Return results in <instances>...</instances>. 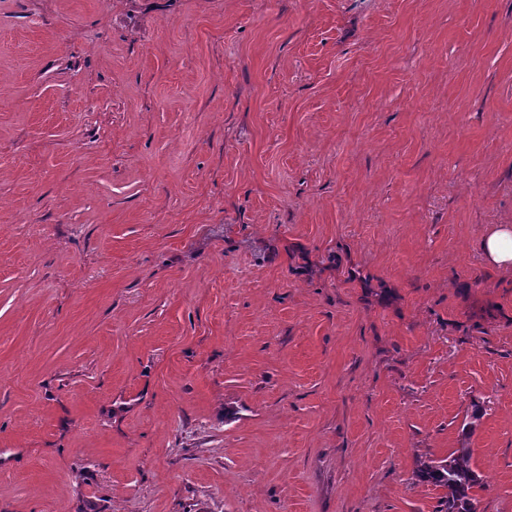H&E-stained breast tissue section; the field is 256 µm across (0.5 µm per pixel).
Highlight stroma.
Listing matches in <instances>:
<instances>
[{
  "label": "stroma",
  "instance_id": "1",
  "mask_svg": "<svg viewBox=\"0 0 512 512\" xmlns=\"http://www.w3.org/2000/svg\"><path fill=\"white\" fill-rule=\"evenodd\" d=\"M502 224L512 0H0V512H512ZM487 262L498 267H512V226L502 224L482 244ZM471 448H456L448 457L421 459L414 470L415 480L445 490L438 512H475L473 491L482 487L481 479L470 464Z\"/></svg>",
  "mask_w": 512,
  "mask_h": 512
}]
</instances>
